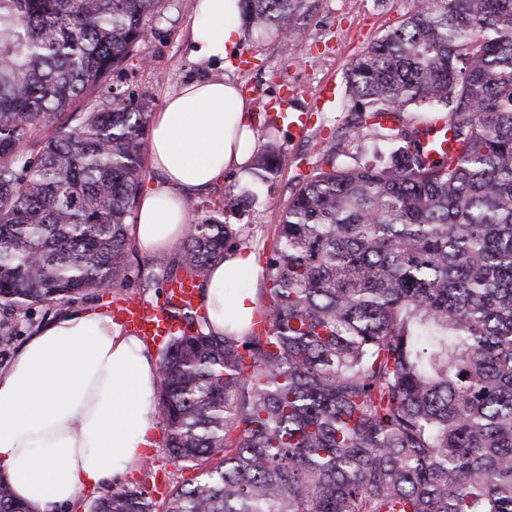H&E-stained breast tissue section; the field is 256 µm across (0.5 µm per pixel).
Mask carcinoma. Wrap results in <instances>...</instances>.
<instances>
[{"mask_svg":"<svg viewBox=\"0 0 512 512\" xmlns=\"http://www.w3.org/2000/svg\"><path fill=\"white\" fill-rule=\"evenodd\" d=\"M161 0H0V308L126 286L127 219L150 104L108 85ZM254 30L297 36L304 0H241ZM360 130L391 143L294 193L255 324L187 330L161 353L158 420L206 466L165 512H512V0H413L346 79ZM105 99L84 112L78 99ZM446 114L430 160L389 113ZM54 128L49 138L40 137ZM278 172L269 142L251 161ZM239 230L187 225L170 267L204 281ZM114 488L91 512H153ZM0 512H24L0 477ZM423 141L430 149L429 154L434 156L448 154L456 146L453 130L446 122H438L437 125H433Z\"/></svg>","mask_w":512,"mask_h":512,"instance_id":"cac0c4a2","label":"carcinoma"}]
</instances>
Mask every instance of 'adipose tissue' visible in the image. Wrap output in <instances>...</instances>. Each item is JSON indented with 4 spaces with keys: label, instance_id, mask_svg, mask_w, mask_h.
<instances>
[{
    "label": "adipose tissue",
    "instance_id": "adipose-tissue-1",
    "mask_svg": "<svg viewBox=\"0 0 512 512\" xmlns=\"http://www.w3.org/2000/svg\"><path fill=\"white\" fill-rule=\"evenodd\" d=\"M236 2L197 0L196 59L223 58L240 39ZM254 148L249 104L236 83L212 77L168 96L151 120L148 160L158 178L140 194L131 227L139 252L159 254L181 240L189 194L225 172H244ZM253 268L245 247L212 268L197 294L209 332L223 335L228 311L248 327L254 292L228 297L224 288ZM159 381L152 353L111 318L81 308L59 314L0 371V477L30 512H50L121 480L151 444Z\"/></svg>",
    "mask_w": 512,
    "mask_h": 512
}]
</instances>
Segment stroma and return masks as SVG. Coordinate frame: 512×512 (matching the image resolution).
Here are the masks:
<instances>
[{
	"label": "stroma",
	"instance_id": "obj_1",
	"mask_svg": "<svg viewBox=\"0 0 512 512\" xmlns=\"http://www.w3.org/2000/svg\"><path fill=\"white\" fill-rule=\"evenodd\" d=\"M197 0H162L150 17V30L133 57L112 72L109 81L125 96L149 102L160 111L165 98L183 84L213 76H225L253 88L249 97L256 146L275 142L279 148V170L261 182L254 176L230 173L207 189L190 193L189 218L199 222L215 215L224 223L240 228L254 252L258 265H265L276 241L277 227L302 178L320 163L325 140L336 139L338 164L352 166L386 155L388 143L378 131L367 128L353 134L345 104L346 75L353 62L370 43L395 28L412 7V0H305L296 21L298 37L283 43L276 31H243L240 41L225 58L196 60L191 53L188 27L194 17ZM249 57L248 69L239 70V56ZM335 81L337 98L324 111L315 113L307 131L296 135L283 123L278 112L269 109L281 85L300 89L299 107H308L318 87ZM242 200V207L231 208L228 197ZM126 293L159 304L165 297L166 278L162 270L167 255H145L130 250ZM61 311L57 304H36L26 313L11 314L0 309V368L8 367L25 343L43 324ZM162 480L166 492L198 483L201 470L191 464L171 460L157 451L153 461L142 463L128 475L125 488L145 491L163 512L164 494L155 490Z\"/></svg>",
	"mask_w": 512,
	"mask_h": 512
}]
</instances>
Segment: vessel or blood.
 Here are the masks:
<instances>
[{"mask_svg":"<svg viewBox=\"0 0 512 512\" xmlns=\"http://www.w3.org/2000/svg\"><path fill=\"white\" fill-rule=\"evenodd\" d=\"M297 91L284 90L276 101L280 117L288 127L307 129L313 113L324 111L336 99V85L328 81L320 86L309 108L301 109L295 104ZM424 143L431 154L441 156L454 150L456 141L450 126L440 122L433 126L424 137ZM196 302V288L189 276H181L170 281L163 304L153 305L129 295L114 303L112 318L133 334L145 341L164 343L180 327L171 308H191Z\"/></svg>","mask_w":512,"mask_h":512,"instance_id":"1","label":"vessel or blood"}]
</instances>
